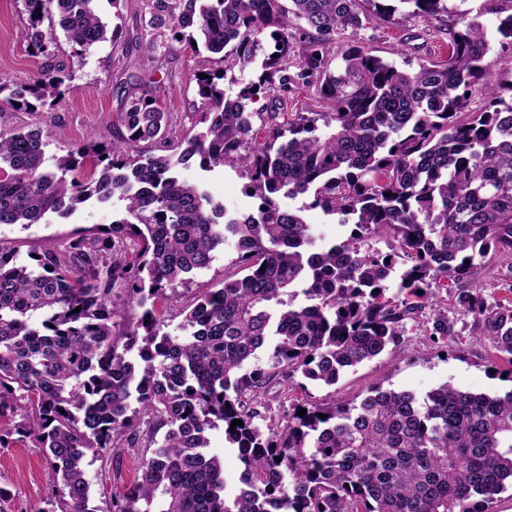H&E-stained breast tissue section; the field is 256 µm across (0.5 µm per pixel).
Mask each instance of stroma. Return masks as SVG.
Wrapping results in <instances>:
<instances>
[{
	"label": "stroma",
	"instance_id": "1",
	"mask_svg": "<svg viewBox=\"0 0 512 512\" xmlns=\"http://www.w3.org/2000/svg\"><path fill=\"white\" fill-rule=\"evenodd\" d=\"M447 21L479 20L487 32L490 67L483 81L492 87L512 85V46L503 44L497 33L500 16L495 0H451ZM124 48L112 49L103 43L85 51L76 50L62 30L44 26L46 41L59 60L70 64L74 79L55 107L37 109L0 108V128L40 129L47 142V156H59L94 137L100 145H111L119 132L118 116L127 95L150 96L169 112L175 136L188 135L198 123L202 105L195 93V77L213 67L215 56L208 51L192 52L169 41L165 29L152 28L145 0H125L122 8ZM27 21L24 0H0V83L23 84L40 66L19 33ZM366 47L396 64L436 60L445 57L444 44L429 36L420 16L409 5H398L391 23L371 24L361 30ZM183 178L201 185L228 210L247 208L243 194L245 180L231 167L204 171L184 170ZM122 201L86 205L69 217L51 214L42 223L28 228L0 225V241L14 247L18 261H27L30 252L45 241L64 247L76 233L98 225L111 224L121 217ZM236 253L221 249L210 267L198 271L191 284L176 287L169 299L159 304V315L169 328H176L181 310L192 299L223 280L224 270ZM428 316L420 314L408 321L399 346L389 347L380 357L346 370L336 386L313 383L281 398L282 386L272 383L264 401L269 421L281 419L295 403H349L360 401L375 386L409 391L422 396L443 384L476 393L497 394L512 390L507 377V358L498 353L489 339H472L466 333L445 347L434 345L427 333ZM138 456L123 451L118 474H101L99 464L88 466L92 481L89 505L104 512L110 497L125 492L137 475ZM53 487V474L42 449L30 441H15L0 447V512H38L45 507Z\"/></svg>",
	"mask_w": 512,
	"mask_h": 512
}]
</instances>
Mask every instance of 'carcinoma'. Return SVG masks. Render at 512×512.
I'll return each mask as SVG.
<instances>
[{
  "label": "carcinoma",
  "mask_w": 512,
  "mask_h": 512,
  "mask_svg": "<svg viewBox=\"0 0 512 512\" xmlns=\"http://www.w3.org/2000/svg\"><path fill=\"white\" fill-rule=\"evenodd\" d=\"M102 1L122 19L125 0H26L21 38L44 61L31 83L0 84V101L53 106L69 89L45 19L82 48L122 44ZM151 2L171 40L204 46L223 67L196 78L202 130L168 143L170 113L144 96L128 101L109 148L90 137L50 159L39 130H0V224L126 201L107 229L62 250L47 243L29 263L0 246V447L15 433L45 450L60 481L52 512H98L86 458L107 469L142 439L137 480L104 512H491L512 486V391L444 384L419 398L376 387L357 403L296 404L282 423L257 424L275 378L336 385L398 345L434 288L454 293L432 314L433 343L460 339L457 316L470 315L469 336L512 355V304L479 284L490 258L512 276V95L487 89L470 110L490 66L482 24L442 23L447 0H399L448 39L445 58L399 67L359 38L396 12L388 0ZM259 57L256 79L229 96L225 72ZM310 87L327 111H247L262 94L281 103ZM196 156L204 170H239L255 211L231 214L180 179ZM89 159L95 177L68 178ZM304 195L349 234L313 249L303 208L279 203ZM383 235L394 241L386 253L372 245ZM227 244L236 258L220 287L194 298L177 333L162 331L157 302ZM220 426L243 467L236 494L210 452Z\"/></svg>",
  "instance_id": "obj_1"
}]
</instances>
